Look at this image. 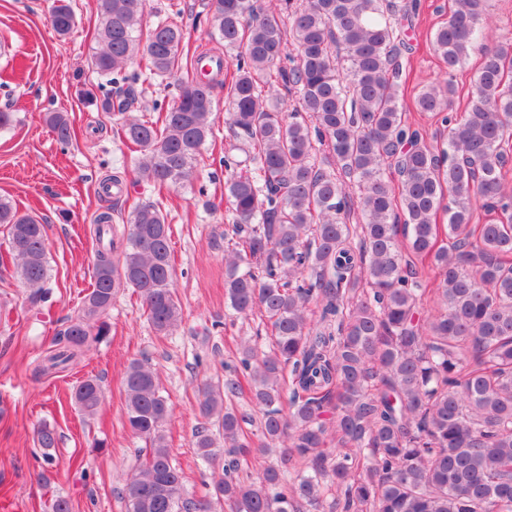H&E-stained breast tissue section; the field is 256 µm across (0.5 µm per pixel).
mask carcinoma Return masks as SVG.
<instances>
[{
	"label": "carcinoma",
	"instance_id": "cac0c4a2",
	"mask_svg": "<svg viewBox=\"0 0 512 512\" xmlns=\"http://www.w3.org/2000/svg\"><path fill=\"white\" fill-rule=\"evenodd\" d=\"M145 8L98 0L90 63L104 81L90 98L123 116L117 134L141 153L138 176L177 189L195 178L224 90L248 163L224 181L238 236L224 247L225 302L267 319L272 341L243 342L238 366L200 390L195 448L223 471L209 499L186 496L156 371L129 364L125 415L146 459L117 490L126 512H512V41L481 47L463 115L447 78L414 94L415 109L443 126L430 143L409 124L402 89L416 2L402 13L393 0H208L203 23L218 49L194 54L181 24L148 25ZM484 8L451 0L433 31L446 75L489 28ZM51 22L62 37L73 31L68 0H55ZM204 58L219 67L198 69ZM156 79L173 85L172 101L154 100V119L131 115ZM46 122L72 141L64 113ZM479 204L494 211L483 224L473 223ZM0 224L29 303L46 302L44 225L3 198ZM94 235L92 288L36 378L109 335L122 286L157 334L181 322L161 204L135 206L123 230L102 210ZM72 398L92 417L104 391L88 376ZM241 398L262 413L256 441ZM36 443L52 463L55 429L39 426ZM273 447L278 465L255 481L239 475L240 459Z\"/></svg>",
	"mask_w": 512,
	"mask_h": 512
}]
</instances>
